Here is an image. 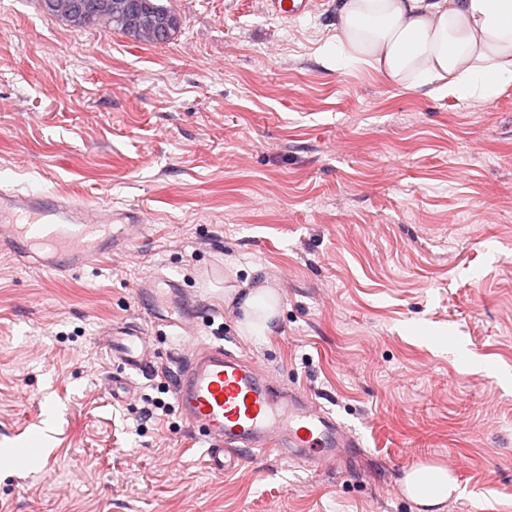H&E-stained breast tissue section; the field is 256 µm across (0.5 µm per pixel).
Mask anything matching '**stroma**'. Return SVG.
<instances>
[{"label": "stroma", "instance_id": "1", "mask_svg": "<svg viewBox=\"0 0 512 512\" xmlns=\"http://www.w3.org/2000/svg\"><path fill=\"white\" fill-rule=\"evenodd\" d=\"M162 44L0 0V186L138 213L130 241L56 278L0 251V512H512V80L476 102L328 66L327 0H163ZM163 274L202 310L159 330ZM269 287L243 333L224 292ZM132 322L151 372L122 402L103 330ZM221 342L352 428L305 467L255 453L217 475L168 369ZM169 412L146 418L150 400ZM48 458L28 473L19 449ZM454 463L425 506L405 465ZM269 9L282 18H294L309 10L310 0H267ZM278 298L269 288L257 292L249 291L243 300L241 310L243 320L239 322L241 331L251 336H263L269 323L277 315Z\"/></svg>", "mask_w": 512, "mask_h": 512}]
</instances>
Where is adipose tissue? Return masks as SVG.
Instances as JSON below:
<instances>
[{"mask_svg":"<svg viewBox=\"0 0 512 512\" xmlns=\"http://www.w3.org/2000/svg\"><path fill=\"white\" fill-rule=\"evenodd\" d=\"M337 64L364 62L396 85L485 101L512 79V0H333ZM269 288L248 293L243 332L264 335L277 315ZM408 495L438 504L458 486L448 469L422 466Z\"/></svg>","mask_w":512,"mask_h":512,"instance_id":"1","label":"adipose tissue"}]
</instances>
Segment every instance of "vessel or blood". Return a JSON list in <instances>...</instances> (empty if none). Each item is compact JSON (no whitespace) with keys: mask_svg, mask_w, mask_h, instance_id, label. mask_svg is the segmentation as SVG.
Returning <instances> with one entry per match:
<instances>
[{"mask_svg":"<svg viewBox=\"0 0 512 512\" xmlns=\"http://www.w3.org/2000/svg\"><path fill=\"white\" fill-rule=\"evenodd\" d=\"M283 18L303 15L310 0H268ZM136 216L104 204L76 203L46 192L0 190V249L21 264L57 276L96 265L125 239ZM142 293L152 298L156 325L191 331L200 314L180 285L167 276L146 280ZM112 360L122 371L107 377L113 400H124L130 376L144 372L145 338L140 327L119 322L104 336ZM173 395L187 426L208 444L206 465L221 475L239 467L242 452L267 449L308 465L335 462L341 448L360 447L354 432L317 408L304 394L274 386L252 363L223 344H203L177 366Z\"/></svg>","mask_w":512,"mask_h":512,"instance_id":"b4317fda","label":"vessel or blood"}]
</instances>
